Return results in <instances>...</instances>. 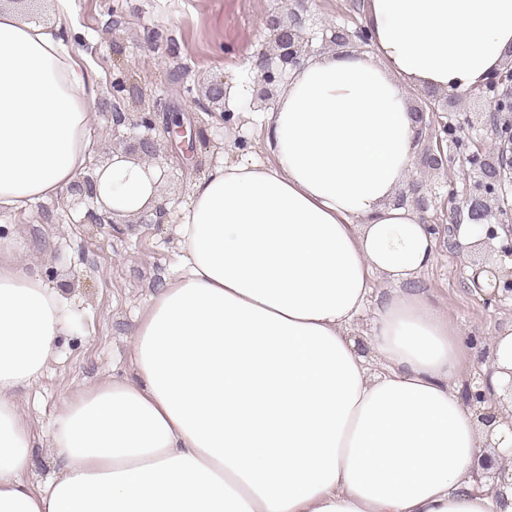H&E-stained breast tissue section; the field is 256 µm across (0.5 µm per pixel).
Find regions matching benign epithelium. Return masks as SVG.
<instances>
[{
	"label": "benign epithelium",
	"mask_w": 512,
	"mask_h": 512,
	"mask_svg": "<svg viewBox=\"0 0 512 512\" xmlns=\"http://www.w3.org/2000/svg\"><path fill=\"white\" fill-rule=\"evenodd\" d=\"M266 26L273 36L276 53V66H271L267 54L260 53L265 65L259 70L256 83L261 85L257 90V97L267 101L272 98L271 87L288 79L291 70L299 67L302 60V48L305 43L302 20L294 17L292 23L284 25L276 16L266 20ZM330 39L334 43L343 44L350 36L357 37L361 42L367 44L371 36L364 28H359L354 34L346 30L331 27ZM208 99L218 105L219 111L210 107H204L210 115L219 117L221 122H229L234 116V109L230 106L233 98L232 85L224 82L213 83L207 90ZM489 111L492 112V131L495 134V143L485 150L482 157L476 162L470 163L466 170L467 179L473 181L474 186L482 189L487 194H493L496 187L505 177L512 175V90L500 96L489 99ZM438 112L436 104L429 103L428 110L417 111L414 117L419 124L416 137H421L423 131L436 140L437 151L430 154L428 163L433 167H439L444 163L443 143L448 141V128H439L435 121H428L425 114L435 115ZM156 130L155 113L150 108L141 107L138 112H125L115 109L112 113V138L125 139L128 135L136 133L139 135L138 149L147 157L154 159L157 156V139L153 137ZM106 167H101L97 162H92L87 168V173L77 177L67 188V195L71 197V204L76 208H86V217L91 224H112L114 223V210L106 206L99 194L101 176ZM473 233L479 237L482 244L491 245L501 236L512 239L511 224H473ZM471 275L468 280L471 288L485 297L486 302L503 304L512 301V267L509 269H496L487 267L480 263L471 264ZM466 403L470 405L491 403L499 404L502 398L488 396L485 390L466 389L464 395ZM495 468L499 473L512 468V456H493L487 452H481L476 456V464L473 466L474 480L481 482L482 471Z\"/></svg>",
	"instance_id": "benign-epithelium-1"
}]
</instances>
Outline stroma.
I'll return each mask as SVG.
<instances>
[{"label": "stroma", "instance_id": "1", "mask_svg": "<svg viewBox=\"0 0 512 512\" xmlns=\"http://www.w3.org/2000/svg\"><path fill=\"white\" fill-rule=\"evenodd\" d=\"M272 15L286 24L302 18L308 58L334 50L329 26L353 30L367 24L366 0H73V46L101 73L93 123L97 157L104 160L129 147L112 139L113 106L135 109L131 96L113 98L115 78L124 77L134 80L161 117L184 128L183 134L158 140L160 158L171 171L159 196L171 212L189 202L191 178H202L220 161L240 159L239 139H247L254 158H266L260 108L242 107L218 129L200 101L220 80L253 91L256 72L245 63L273 51L265 27ZM408 101L415 111L439 103L442 122L453 130L446 161L437 169L427 162L434 139L417 140L412 168L397 191L412 206L425 200L423 216L437 238L434 261L418 286L447 306L469 336L490 337L512 321V309L486 304L471 291L469 262L475 257L506 268L512 259L496 249H458L446 231L455 223L470 224L467 207L473 203L488 210V223L512 224V181L486 196L463 176L469 158L491 140L488 103L477 90L450 95L434 87L411 89ZM82 217L62 194L36 204L27 218L0 212V233L16 240L29 270L60 288L75 321L41 381L20 393L32 435L27 478L36 485L54 472L52 422L65 401L131 377L128 340L154 286L178 261L174 225L144 224L136 215L113 224H86Z\"/></svg>", "mask_w": 512, "mask_h": 512}]
</instances>
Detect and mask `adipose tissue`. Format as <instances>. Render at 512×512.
Masks as SVG:
<instances>
[{
  "mask_svg": "<svg viewBox=\"0 0 512 512\" xmlns=\"http://www.w3.org/2000/svg\"><path fill=\"white\" fill-rule=\"evenodd\" d=\"M45 8L41 23L0 0V208L25 216L92 160L99 75L60 36L70 0ZM367 21L373 54L305 60L264 113L271 162L195 181L132 377L64 403L61 469L39 486L16 393L71 320L0 240V512H512V493L496 502L471 476L485 444L512 452V427L486 430L465 402L475 349L415 288L436 239L395 199L407 88L483 84L512 54V0H369ZM154 172L115 160L103 202L153 211Z\"/></svg>",
  "mask_w": 512,
  "mask_h": 512,
  "instance_id": "obj_1",
  "label": "adipose tissue"
}]
</instances>
